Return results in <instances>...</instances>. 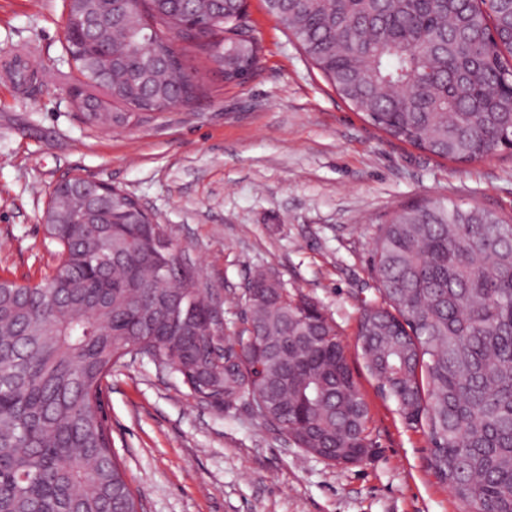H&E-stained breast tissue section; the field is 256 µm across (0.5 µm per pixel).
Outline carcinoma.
<instances>
[{"mask_svg":"<svg viewBox=\"0 0 512 512\" xmlns=\"http://www.w3.org/2000/svg\"><path fill=\"white\" fill-rule=\"evenodd\" d=\"M336 92L372 126L435 156L482 160L512 141V0H264ZM112 25L122 65L80 27V75L111 91L84 123L125 129L203 87L184 42L238 78L258 41L238 0H142ZM115 187L91 212L55 189L52 273L0 278V512H140L112 448L104 381L126 356L179 375L190 394L259 418L334 464L360 461L369 406L335 324L257 273L239 334L214 318L198 269L169 250L165 225L134 224ZM380 302L358 336L379 390L426 428L429 465L472 512H512V221L445 201L380 225L370 256Z\"/></svg>","mask_w":512,"mask_h":512,"instance_id":"carcinoma-1","label":"carcinoma"}]
</instances>
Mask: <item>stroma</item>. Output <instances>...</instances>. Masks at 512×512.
Masks as SVG:
<instances>
[{
    "label": "stroma",
    "mask_w": 512,
    "mask_h": 512,
    "mask_svg": "<svg viewBox=\"0 0 512 512\" xmlns=\"http://www.w3.org/2000/svg\"><path fill=\"white\" fill-rule=\"evenodd\" d=\"M65 0H0V55L28 49L25 79L0 75V277L37 282L56 263L42 223L53 187L81 174L121 188L166 225L211 290L224 331L243 288L275 272L331 319L370 407V447L332 464L246 406L194 399L180 379L126 357L103 386L112 445L142 512H469L428 466L430 442L368 374L358 343L376 296L379 224L448 200L512 215V152L444 160L368 124L302 54L264 0H249L261 49L246 83L190 50L202 96L128 129L84 124L67 94Z\"/></svg>",
    "instance_id": "1"
}]
</instances>
